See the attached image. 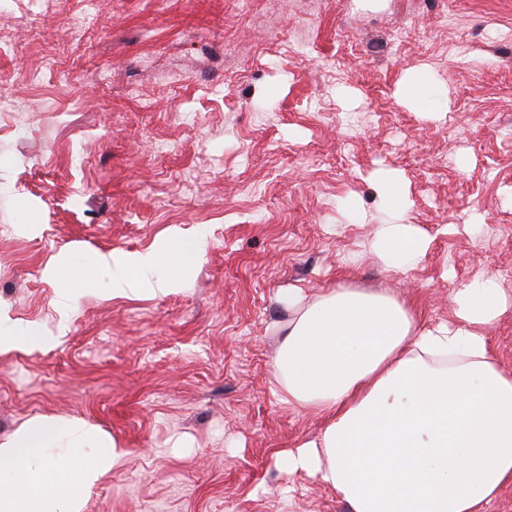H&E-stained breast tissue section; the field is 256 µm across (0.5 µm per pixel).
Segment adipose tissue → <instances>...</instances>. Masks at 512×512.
Segmentation results:
<instances>
[{
  "mask_svg": "<svg viewBox=\"0 0 512 512\" xmlns=\"http://www.w3.org/2000/svg\"><path fill=\"white\" fill-rule=\"evenodd\" d=\"M431 239L414 224L380 225L374 257L403 273ZM204 239L171 230L143 252L111 251L90 264L110 276V297L164 295L195 270ZM273 361L289 405L321 416L317 436L277 451L287 476L329 487L351 512H483L512 484V373L489 330L512 305L491 279L452 294L453 318L420 324L381 291L336 288L303 301ZM0 314V355L50 344ZM129 454L83 422L36 416L0 444V512H83L88 492Z\"/></svg>",
  "mask_w": 512,
  "mask_h": 512,
  "instance_id": "1",
  "label": "adipose tissue"
}]
</instances>
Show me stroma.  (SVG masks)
<instances>
[{
  "label": "stroma",
  "instance_id": "35a3bbf8",
  "mask_svg": "<svg viewBox=\"0 0 512 512\" xmlns=\"http://www.w3.org/2000/svg\"><path fill=\"white\" fill-rule=\"evenodd\" d=\"M416 74L426 113L396 98ZM393 218L432 238L404 274L371 254ZM174 227L208 239L181 288L91 269L59 317L52 257ZM483 275L512 296V0H0V310L54 338L0 355V442L39 415L120 440L83 512H350L274 464L322 425L272 375L289 289L433 323ZM380 196L389 211L400 212L408 204L403 176L391 170L380 169L373 174Z\"/></svg>",
  "mask_w": 512,
  "mask_h": 512
}]
</instances>
